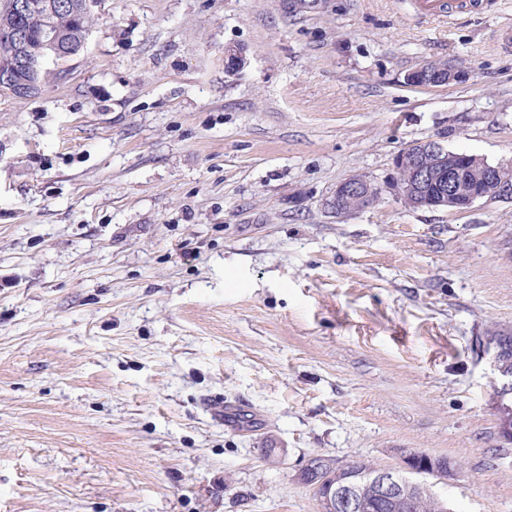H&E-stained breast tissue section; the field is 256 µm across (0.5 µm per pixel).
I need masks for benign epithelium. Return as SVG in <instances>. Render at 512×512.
Listing matches in <instances>:
<instances>
[{
  "mask_svg": "<svg viewBox=\"0 0 512 512\" xmlns=\"http://www.w3.org/2000/svg\"><path fill=\"white\" fill-rule=\"evenodd\" d=\"M14 11L24 14H42L44 18L39 45L31 49L27 37L17 31L0 34V93L18 98L37 95L48 74L46 64L78 55L89 36L83 30L80 47L73 48L63 41L62 31L50 22L57 8L54 0H11ZM227 73L235 75L247 64L243 49L234 44L224 46ZM463 71L444 61H427L405 76L406 84L414 87H439L460 80ZM507 166L492 164L478 156L462 157L446 148L437 139H427L402 148L393 158V175L382 184L359 174H353L336 185L326 206L338 214H345V201L355 196L367 207L384 192L410 203L412 208L446 209L466 212L481 199L512 198V180L506 175ZM475 181L473 190L459 193L460 182ZM427 454L410 451L403 455L397 470L374 467L361 472L345 484L329 488L318 498L320 512H359V484L372 485L377 496L391 501L401 491L405 481L413 483L425 477Z\"/></svg>",
  "mask_w": 512,
  "mask_h": 512,
  "instance_id": "obj_1",
  "label": "benign epithelium"
}]
</instances>
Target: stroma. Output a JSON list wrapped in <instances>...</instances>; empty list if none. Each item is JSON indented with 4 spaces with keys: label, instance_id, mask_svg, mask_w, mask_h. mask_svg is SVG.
<instances>
[{
    "label": "stroma",
    "instance_id": "1",
    "mask_svg": "<svg viewBox=\"0 0 512 512\" xmlns=\"http://www.w3.org/2000/svg\"><path fill=\"white\" fill-rule=\"evenodd\" d=\"M485 2L97 0L59 77L0 93V512H317L311 457L410 450L454 462L451 512H512V199L325 205L428 138L512 165ZM428 60L462 79L406 85ZM477 2L464 0H417L416 7L423 15H436L454 9L472 10Z\"/></svg>",
    "mask_w": 512,
    "mask_h": 512
}]
</instances>
